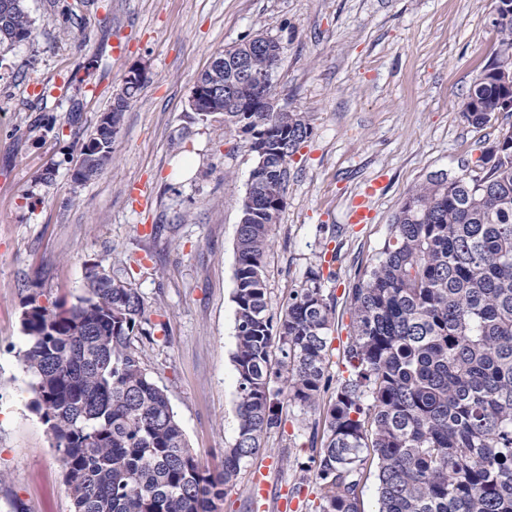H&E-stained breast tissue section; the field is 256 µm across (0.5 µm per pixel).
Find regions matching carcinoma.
<instances>
[{
	"label": "carcinoma",
	"instance_id": "cac0c4a2",
	"mask_svg": "<svg viewBox=\"0 0 512 512\" xmlns=\"http://www.w3.org/2000/svg\"><path fill=\"white\" fill-rule=\"evenodd\" d=\"M495 0V61H512V17ZM25 0H0V47L28 41ZM264 73L271 58L249 57ZM232 78L224 53L199 80ZM141 86L113 100L83 143L77 182L112 158L123 114ZM512 99L488 66L463 116L484 126ZM251 172L236 239L235 350L238 434L224 468L207 470L185 438L165 391L143 367L135 337L153 341L152 310L100 263L86 293L63 310L31 294L23 302L33 406L66 470L74 512H220L225 489L282 425L277 398L322 409L316 457L318 512H363L357 489L375 462L377 512H512V126L460 171L429 175L409 192L372 262L349 285L347 378L327 372L335 306L322 269L310 270L278 315L267 300L268 254L290 159L310 138L307 113L232 112ZM283 386H276L277 382Z\"/></svg>",
	"mask_w": 512,
	"mask_h": 512
}]
</instances>
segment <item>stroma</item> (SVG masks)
<instances>
[{
	"label": "stroma",
	"instance_id": "1",
	"mask_svg": "<svg viewBox=\"0 0 512 512\" xmlns=\"http://www.w3.org/2000/svg\"><path fill=\"white\" fill-rule=\"evenodd\" d=\"M68 2L26 0L32 40L0 49V512L16 499L27 512H73L60 455L31 405L21 313L34 292L75 303L91 261L152 306L142 360L202 464L220 470L237 436L235 244L254 159L247 136L189 107L214 54L259 33L276 39V106L309 117L269 254L268 303L279 312L309 270L331 268L323 288L336 308L327 364L336 379L347 374L348 286L408 192L432 173L457 172L512 126L504 113L480 127L462 116L499 41L493 0H99L67 19ZM79 30L83 42L69 39ZM134 65L148 79L111 161L75 182L82 144ZM47 167L53 179L39 181ZM375 180L372 221L352 223L354 200ZM282 414L222 512H253L249 488L261 471L299 500L296 512H313L319 415Z\"/></svg>",
	"mask_w": 512,
	"mask_h": 512
}]
</instances>
